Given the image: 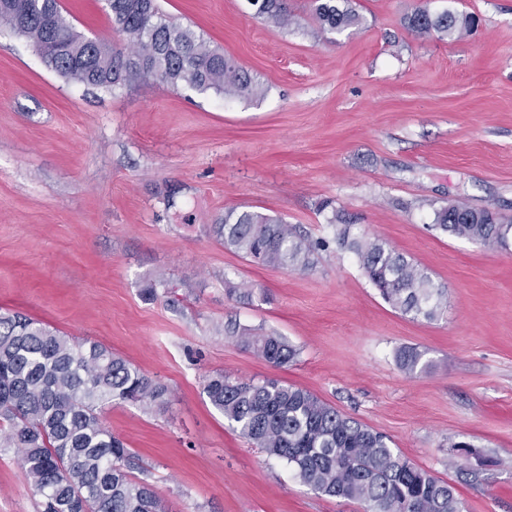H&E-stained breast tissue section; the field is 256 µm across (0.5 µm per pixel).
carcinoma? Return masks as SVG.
<instances>
[{"label": "carcinoma", "mask_w": 512, "mask_h": 512, "mask_svg": "<svg viewBox=\"0 0 512 512\" xmlns=\"http://www.w3.org/2000/svg\"><path fill=\"white\" fill-rule=\"evenodd\" d=\"M112 24L124 44L90 39L61 11L59 0H0V25L26 38L45 65L66 80L112 90L154 78L226 97H258L256 78L193 31L162 14L155 0H109ZM257 14L279 28L295 24L287 0H262ZM323 31L342 34L362 24L351 0H312ZM473 16L419 8L406 17L421 37L462 36ZM336 243L351 251L365 276L393 309L435 321L446 288L424 268L383 240L351 236L343 214L333 212ZM435 229L488 249L507 244L511 224L489 210L450 203L435 211ZM212 231L217 241L264 267L307 271L319 243L278 216L229 208ZM226 294L252 300L253 289L224 281ZM247 349L274 367L297 351L275 334L224 324ZM400 367L416 373L421 354L404 348ZM211 405L267 456L286 461L296 477L329 497L357 501L365 512H462L455 488L404 458L390 440L348 417L310 391L276 379L239 381L208 377ZM164 386L97 341L73 339L19 313L0 312V448L17 449L18 465L43 512H168L151 484L126 470L131 452L101 420L113 402L148 408Z\"/></svg>", "instance_id": "cac0c4a2"}]
</instances>
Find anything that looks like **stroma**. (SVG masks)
Here are the masks:
<instances>
[{"label":"stroma","instance_id":"35a3bbf8","mask_svg":"<svg viewBox=\"0 0 512 512\" xmlns=\"http://www.w3.org/2000/svg\"><path fill=\"white\" fill-rule=\"evenodd\" d=\"M76 30L118 41L105 0H59ZM362 25L320 30L309 0L282 29L247 0H158L251 72L262 98L154 79L110 91L66 80L0 27V312L97 341L161 382V403L101 417L172 512H364L267 458L206 397L216 373L305 388L448 481L463 512H512V247L433 229L463 202L512 223V0H352ZM479 16L421 38L416 8ZM281 216L325 240L313 269L255 265L219 244L225 209ZM344 211L447 289L439 320L392 309L337 246ZM167 285L156 299L144 290ZM253 287L227 297L225 280ZM282 336L277 368L224 323ZM426 371L407 374L399 349ZM469 443L463 455L455 443ZM0 512H40L0 448Z\"/></svg>","mask_w":512,"mask_h":512}]
</instances>
